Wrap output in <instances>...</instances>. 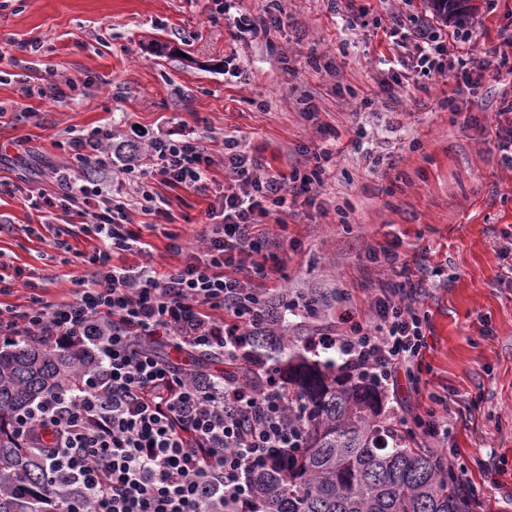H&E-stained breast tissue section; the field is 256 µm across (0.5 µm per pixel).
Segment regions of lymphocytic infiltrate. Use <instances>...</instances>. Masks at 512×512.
I'll list each match as a JSON object with an SVG mask.
<instances>
[{
  "label": "lymphocytic infiltrate",
  "instance_id": "lymphocytic-infiltrate-1",
  "mask_svg": "<svg viewBox=\"0 0 512 512\" xmlns=\"http://www.w3.org/2000/svg\"><path fill=\"white\" fill-rule=\"evenodd\" d=\"M392 31L405 32L418 48L422 75L449 68L464 88L512 58V31L500 34L495 55L457 56L441 64L447 47L430 28L404 13ZM215 133H171L131 127L128 141L143 145L149 165L110 169L111 131L96 127L67 138L79 165L100 168L98 177L74 182L68 169L53 170V193L39 192L34 209L75 210L91 224L98 244L70 299L55 303L31 292L25 310H0V348L46 341L60 352L89 360L74 387L44 393L14 430L47 465L39 496L48 512H245L247 474L268 456L301 447L303 432L289 411L288 390L264 375L254 387L235 373L202 371L175 362L174 354L210 355L243 362L270 297L263 284L282 271L278 256L287 224L282 215L314 203L333 157L325 148L308 170L263 171L261 160L237 138L224 137V178L210 174L206 147ZM136 178V200L114 192L115 175ZM207 192L203 245L183 249L168 233L178 264L155 270L149 263L116 265L121 252L147 250L130 228L127 210L137 205L155 221L171 214L151 181ZM278 218L277 231L262 224ZM394 276L376 288L368 318L345 295L336 297V326L309 334L313 349H332L347 368L367 372L383 390L400 380L417 383L423 367L428 316L419 306L426 266L411 270L393 247L371 250ZM424 411L399 416L392 427L414 439H448L446 397L429 395Z\"/></svg>",
  "mask_w": 512,
  "mask_h": 512
}]
</instances>
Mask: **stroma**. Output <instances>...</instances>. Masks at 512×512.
Returning a JSON list of instances; mask_svg holds the SVG:
<instances>
[{
	"mask_svg": "<svg viewBox=\"0 0 512 512\" xmlns=\"http://www.w3.org/2000/svg\"><path fill=\"white\" fill-rule=\"evenodd\" d=\"M0 0V260L11 294L25 302L24 281L47 299L68 297L80 257L96 241L78 231L82 219L58 215L46 223L31 208L26 187L51 190V169L70 165L68 131L95 127L123 134L129 125L174 133L212 129L237 136L244 150L272 169L312 167L330 142L341 148L315 205L288 215L294 241L283 277L265 284L333 297L349 293L360 317L389 271L367 258L371 247L400 242L408 257L426 255L438 274L422 303L430 318L419 394L401 386L412 405L428 393L448 399L456 466L483 504L482 512H512V255L500 257L512 232V170L499 162L495 115L512 100V75L488 73L458 111L446 103L449 75L419 77L413 41L392 43L381 25L395 11L430 25L446 41L469 35L465 49L481 56L512 27V0H471L461 22L436 17L426 0ZM365 11L364 24L346 16ZM265 19L254 37H236L237 15ZM42 44L40 54L28 51ZM71 78L72 100H22L24 77L45 72ZM320 110L308 120V104ZM23 161L10 163L17 140ZM169 225L197 247L206 228L207 195L158 186ZM147 255L114 263H151L165 270L177 257L161 232L145 230ZM65 246L50 248L54 237Z\"/></svg>",
	"mask_w": 512,
	"mask_h": 512,
	"instance_id": "obj_1",
	"label": "stroma"
}]
</instances>
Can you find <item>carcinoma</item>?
Here are the masks:
<instances>
[{
	"label": "carcinoma",
	"instance_id": "carcinoma-1",
	"mask_svg": "<svg viewBox=\"0 0 512 512\" xmlns=\"http://www.w3.org/2000/svg\"><path fill=\"white\" fill-rule=\"evenodd\" d=\"M445 20L460 19L463 0H427ZM277 312L281 334H255L247 358L285 381L303 425L304 444L283 463L274 458L250 474L246 512H476L480 505L442 454L394 437L381 397L365 373L313 351L305 329L288 335V310ZM80 363L43 342L0 351V479L17 474L27 487L0 493V512H40L45 466L11 430L14 414L48 390L74 385Z\"/></svg>",
	"mask_w": 512,
	"mask_h": 512
}]
</instances>
